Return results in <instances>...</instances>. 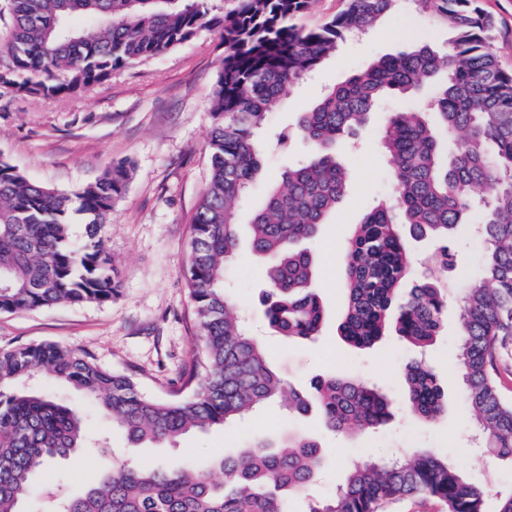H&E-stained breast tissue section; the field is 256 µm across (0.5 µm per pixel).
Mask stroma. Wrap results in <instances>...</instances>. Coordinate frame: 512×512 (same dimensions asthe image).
Listing matches in <instances>:
<instances>
[{
    "mask_svg": "<svg viewBox=\"0 0 512 512\" xmlns=\"http://www.w3.org/2000/svg\"><path fill=\"white\" fill-rule=\"evenodd\" d=\"M479 5L495 22L500 65L511 71L512 0H479ZM420 39L440 45L447 31L420 23L411 0H401L373 32L341 44L314 76L285 93L284 104L272 114L265 137L294 127L299 112L369 60ZM223 57L219 32L204 29L169 52L115 70L107 80L75 95L44 100L0 85V158L30 180L71 192L113 164L123 162L131 169L128 187L106 228L107 249L119 272L118 296L106 305L60 304L0 313V349L42 342L67 344L90 354L107 369L134 375L144 395L172 398L190 366L195 341L182 270L190 217L209 176L210 107ZM407 104L404 98L383 101L338 151L349 172L348 186L310 244L318 263L315 288L326 313L317 342H289L269 326L262 313L268 292L262 260L242 254L225 274L227 286L266 346L272 368L286 385L306 388L327 375L361 379L388 395L394 419L371 434L330 435L315 416L288 413L276 401L233 425L185 435L173 447L131 449V457L150 463L208 461L234 451L252 436L290 429L316 437L337 451L312 496L327 498L335 493L343 463L400 454L410 448L452 455L489 497L512 490V465L462 443L471 423L462 382L451 361L459 332L456 308H449L442 332L426 356L447 397L446 412L430 424L403 410L404 366L416 357L410 346L389 336L373 348L354 350L336 335L344 301L342 289L336 286L344 244L368 210L391 202L394 196V173L378 131L385 113ZM310 153L309 145L297 136L268 157L262 178L240 208L241 238H248L250 214L263 204L268 184ZM455 244L457 267L440 274V282L476 281L482 241L466 232L456 236ZM30 385L57 402L79 407L88 440L109 448L126 446L111 420L93 411L73 388L45 378L33 379ZM98 469V458L85 452L58 461L49 477H36L23 512H44L46 482L75 492Z\"/></svg>",
    "mask_w": 512,
    "mask_h": 512,
    "instance_id": "35a3bbf8",
    "label": "stroma"
}]
</instances>
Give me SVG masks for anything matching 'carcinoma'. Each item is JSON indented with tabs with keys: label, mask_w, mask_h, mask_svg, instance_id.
<instances>
[{
	"label": "carcinoma",
	"mask_w": 512,
	"mask_h": 512,
	"mask_svg": "<svg viewBox=\"0 0 512 512\" xmlns=\"http://www.w3.org/2000/svg\"><path fill=\"white\" fill-rule=\"evenodd\" d=\"M400 0H348L324 23H297L311 0H232L209 15L206 0H9L12 25L0 84L53 99L73 94L131 62L166 52L205 27L218 28L224 58L211 103L209 179L189 227L183 277L197 326L185 397L144 395L132 376L100 366L59 343L0 351V512H21L34 478L84 448L77 409L25 389L41 375L73 387L112 419L128 445L174 442L192 431L227 426L288 393L290 413L313 411L330 432L373 431L392 417L377 387L341 376L311 392L284 390L263 343L244 325L224 289L238 250L239 205L263 175L260 134L285 91L321 68L339 44L369 32ZM416 11L448 29L444 51L416 42L375 59L327 89L299 113L297 133L313 155L282 173L251 219V249L267 260L264 314L288 341L320 336L324 307L313 288L314 238L346 189L336 144L387 97L433 82L423 108L391 112L380 127L393 166L394 202L368 211L343 250L346 293L337 326L351 347L394 333L419 351L442 331L451 302L440 282L416 268L455 264L451 237L479 223L484 247L478 281L457 292L460 339L454 351L465 399L483 448L512 465V402L501 398L495 356L512 336V72L495 50V23L477 0H413ZM75 16L94 24L77 28ZM130 179L118 163L67 193L28 179L0 159V313L93 302L109 304L120 281L105 243V224ZM85 218L72 234L73 216ZM429 238L422 257L407 246ZM406 408L425 422L446 409L436 372L420 360L405 368ZM100 478L76 496L48 490L46 512H288V496L318 478L331 449L307 434L247 441L206 467L141 465L100 448ZM218 471L221 479L212 478ZM423 496L446 512H488L486 492L448 457L415 448L400 458L347 467L334 496L309 512H380L383 504Z\"/></svg>",
	"instance_id": "obj_1"
}]
</instances>
